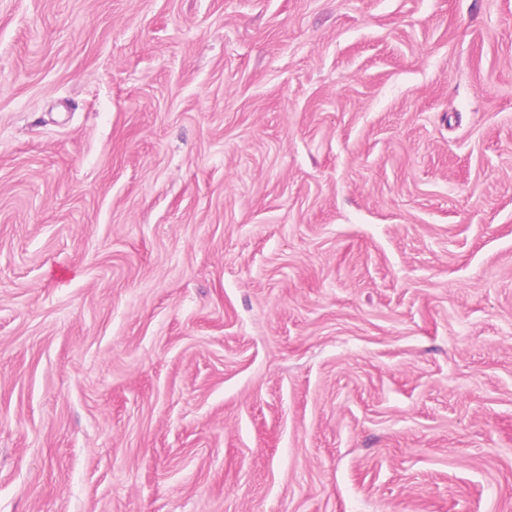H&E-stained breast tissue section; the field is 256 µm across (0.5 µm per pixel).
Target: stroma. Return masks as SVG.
Segmentation results:
<instances>
[{"instance_id":"obj_1","label":"stroma","mask_w":512,"mask_h":512,"mask_svg":"<svg viewBox=\"0 0 512 512\" xmlns=\"http://www.w3.org/2000/svg\"><path fill=\"white\" fill-rule=\"evenodd\" d=\"M0 512H512V0H0Z\"/></svg>"}]
</instances>
